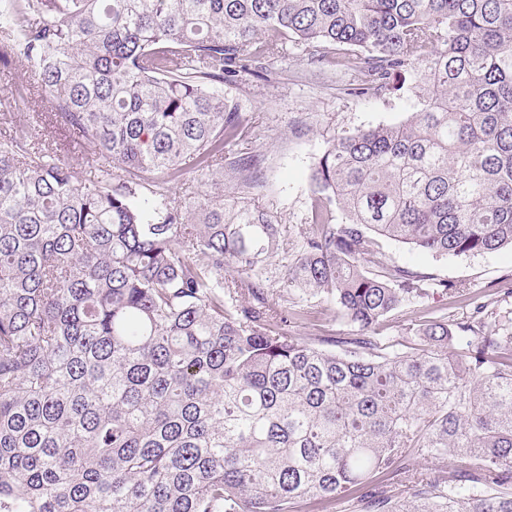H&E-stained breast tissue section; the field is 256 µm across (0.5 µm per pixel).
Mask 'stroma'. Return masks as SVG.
Wrapping results in <instances>:
<instances>
[{
    "mask_svg": "<svg viewBox=\"0 0 512 512\" xmlns=\"http://www.w3.org/2000/svg\"><path fill=\"white\" fill-rule=\"evenodd\" d=\"M268 76L259 79L239 72L225 82L224 97L235 104L245 126L243 140L226 145L224 152L255 155L260 161L263 185L255 203L273 214L279 223H305L310 175L326 142L337 131L392 125L407 120L417 106L414 87L417 74L409 72L402 89L381 97L360 98L348 94L345 78L322 80L301 45L289 41L281 53L265 62ZM34 80L26 62L12 58L0 66V123L25 122L35 112L48 111V103L33 90ZM387 259L399 265L419 267L438 279L464 286L469 294H493L512 289V251L471 256H432L407 245L383 240ZM310 321L288 325V332L303 336H345L352 327L337 316L326 299L308 297Z\"/></svg>",
    "mask_w": 512,
    "mask_h": 512,
    "instance_id": "1",
    "label": "stroma"
}]
</instances>
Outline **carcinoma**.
Listing matches in <instances>:
<instances>
[{
    "label": "carcinoma",
    "mask_w": 512,
    "mask_h": 512,
    "mask_svg": "<svg viewBox=\"0 0 512 512\" xmlns=\"http://www.w3.org/2000/svg\"><path fill=\"white\" fill-rule=\"evenodd\" d=\"M0 32L97 170L0 135V512H512V306L424 315L405 352L380 332L464 293L380 239L512 248V0H0ZM290 38L362 96L423 67L409 119L328 142L292 231L226 161L220 90ZM274 273L356 332L289 335L309 311ZM467 303L462 300L456 304H450L448 296L442 295L440 290H435L434 295L430 296L423 307L427 308L428 313L436 316L448 313V316L454 315L451 318H462L472 311V306H466Z\"/></svg>",
    "instance_id": "obj_1"
}]
</instances>
